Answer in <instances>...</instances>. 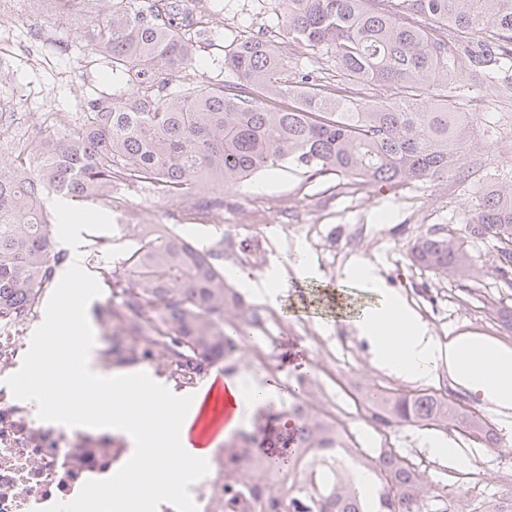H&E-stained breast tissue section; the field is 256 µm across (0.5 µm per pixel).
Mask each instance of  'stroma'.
Returning <instances> with one entry per match:
<instances>
[{
  "instance_id": "stroma-1",
  "label": "stroma",
  "mask_w": 512,
  "mask_h": 512,
  "mask_svg": "<svg viewBox=\"0 0 512 512\" xmlns=\"http://www.w3.org/2000/svg\"><path fill=\"white\" fill-rule=\"evenodd\" d=\"M212 17L210 30L199 38L197 63L187 81L224 77L222 43L273 25L274 0H204ZM56 32L46 0H29L23 15L0 16V46L7 62L0 66V98L15 103L20 123L39 112L73 111L75 105L101 92H111L112 73L87 62L79 46L53 50L46 43ZM449 91L468 101L479 128L491 139L482 153L475 177L436 184H409L393 190L359 179L303 171H268L241 186L225 191L219 225L185 220V204L158 198L147 187L117 186L113 195L124 197V211L107 201L71 203L77 223L52 224L55 250L68 260H79L88 273L99 262L92 252L96 237L108 241L116 257L129 244L128 229L135 224L179 223L181 233L198 247L224 243V265L238 270L236 288L270 319L269 332H256L247 355L253 371L237 368V378L254 382L259 376L279 385L275 399L280 409L294 401L299 382H318L336 393L355 379L404 391L430 389L482 416L499 436L498 453L478 448L456 430L396 425L379 431L356 399L344 397L337 425L352 434L359 446L394 447L425 470L432 496L447 500L449 512H459L464 490L478 483L489 503L512 495V480L503 481L497 455H512V416H502L489 401L453 383L445 369L428 380H409L376 366L368 341L354 326L357 315L380 304L379 290L345 279L347 265L374 267L384 288L399 293L421 317L436 340L462 332L494 336L512 345V288L495 271L492 243L465 239L471 276L438 275L413 265L407 246L429 233L461 227L478 186H494L498 176L512 171V97H498L485 108L487 93L467 74H456ZM266 238L264 251L248 256L246 240ZM305 247L317 266V276L299 277L284 258L296 246ZM279 270L276 288L266 286L271 270Z\"/></svg>"
}]
</instances>
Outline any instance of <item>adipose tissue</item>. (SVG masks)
<instances>
[{
  "label": "adipose tissue",
  "mask_w": 512,
  "mask_h": 512,
  "mask_svg": "<svg viewBox=\"0 0 512 512\" xmlns=\"http://www.w3.org/2000/svg\"><path fill=\"white\" fill-rule=\"evenodd\" d=\"M379 368L398 377L422 380L445 367L458 384L512 411V345L477 333L436 343L400 294L386 292L377 309L355 320Z\"/></svg>",
  "instance_id": "ef3b65f1"
}]
</instances>
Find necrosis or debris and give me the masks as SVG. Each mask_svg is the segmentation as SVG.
<instances>
[{
    "instance_id": "1",
    "label": "necrosis or debris",
    "mask_w": 512,
    "mask_h": 512,
    "mask_svg": "<svg viewBox=\"0 0 512 512\" xmlns=\"http://www.w3.org/2000/svg\"><path fill=\"white\" fill-rule=\"evenodd\" d=\"M129 454L111 433L68 437L40 421L35 405L0 382V512H43L75 498L89 480L112 476Z\"/></svg>"
}]
</instances>
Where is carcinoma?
<instances>
[{
	"label": "carcinoma",
	"instance_id": "obj_1",
	"mask_svg": "<svg viewBox=\"0 0 512 512\" xmlns=\"http://www.w3.org/2000/svg\"><path fill=\"white\" fill-rule=\"evenodd\" d=\"M75 26L80 49L121 78V86L35 127L0 124V325L30 318L65 261L53 251L52 198L112 200L117 184L148 185L165 199L193 205L195 216L224 208V191L259 173L300 169L352 176L398 189L469 172L473 154L491 147L477 117L436 86L458 71L497 94L512 92V0H276L282 20L224 51L235 81L173 82L193 68L207 24L189 0H46ZM332 59L340 87L315 68L284 79L285 45ZM397 92L366 98L373 86ZM469 238L494 242L495 268L512 275V178L475 191L463 222ZM175 224H142L132 245L98 266L112 304V367L158 357L176 384L192 385L217 361L235 367L266 315L230 283L220 259L174 234ZM413 264L438 274L470 272L453 234L420 236ZM372 418L392 426L456 428L489 447L495 433L481 417L427 389L405 393L368 384ZM283 456L253 451L239 431L224 445V484L212 512H229L243 495L258 512H448L428 503V478L394 448L370 451L299 400ZM354 458L373 480L369 495L335 468Z\"/></svg>",
	"mask_w": 512,
	"mask_h": 512
}]
</instances>
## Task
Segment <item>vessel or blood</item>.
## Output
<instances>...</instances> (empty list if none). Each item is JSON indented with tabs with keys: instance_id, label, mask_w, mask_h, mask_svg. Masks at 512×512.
I'll return each mask as SVG.
<instances>
[{
	"instance_id": "b4317fda",
	"label": "vessel or blood",
	"mask_w": 512,
	"mask_h": 512,
	"mask_svg": "<svg viewBox=\"0 0 512 512\" xmlns=\"http://www.w3.org/2000/svg\"><path fill=\"white\" fill-rule=\"evenodd\" d=\"M234 408L224 405V377L215 375L204 389L196 414L187 432V450L195 452L209 447L233 417Z\"/></svg>"
}]
</instances>
